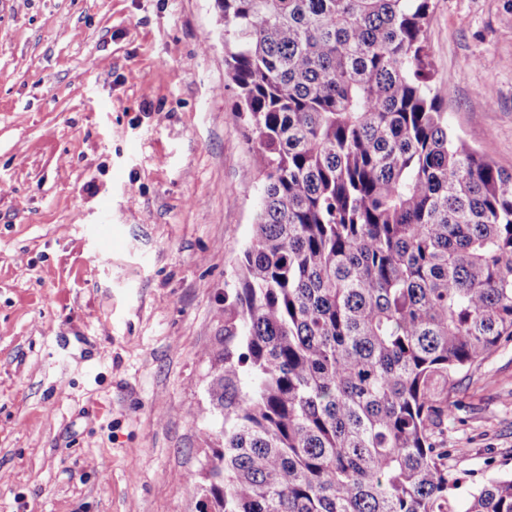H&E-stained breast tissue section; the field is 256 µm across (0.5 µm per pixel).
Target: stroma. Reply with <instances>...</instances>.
Here are the masks:
<instances>
[{"label": "stroma", "mask_w": 512, "mask_h": 512, "mask_svg": "<svg viewBox=\"0 0 512 512\" xmlns=\"http://www.w3.org/2000/svg\"><path fill=\"white\" fill-rule=\"evenodd\" d=\"M216 0H0V512H199L255 153ZM448 126L512 170V0H433ZM512 472V342L448 387Z\"/></svg>", "instance_id": "stroma-1"}]
</instances>
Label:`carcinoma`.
<instances>
[{
    "label": "carcinoma",
    "mask_w": 512,
    "mask_h": 512,
    "mask_svg": "<svg viewBox=\"0 0 512 512\" xmlns=\"http://www.w3.org/2000/svg\"><path fill=\"white\" fill-rule=\"evenodd\" d=\"M217 4L260 206L203 508L512 512V474L448 467V383L512 341V172L448 129L432 0Z\"/></svg>",
    "instance_id": "cac0c4a2"
}]
</instances>
